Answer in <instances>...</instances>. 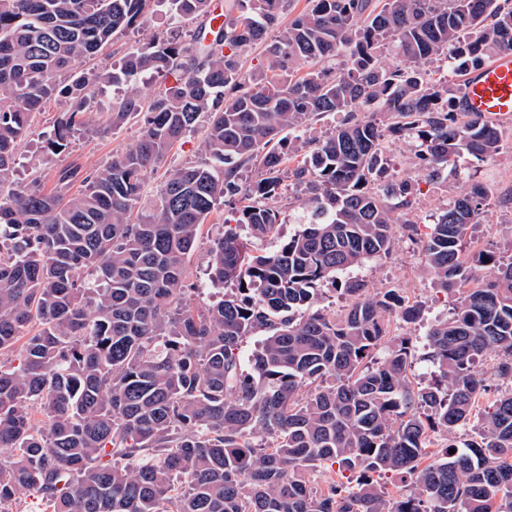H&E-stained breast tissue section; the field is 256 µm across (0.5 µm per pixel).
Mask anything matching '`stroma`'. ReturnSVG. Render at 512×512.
<instances>
[{"label": "stroma", "instance_id": "stroma-1", "mask_svg": "<svg viewBox=\"0 0 512 512\" xmlns=\"http://www.w3.org/2000/svg\"><path fill=\"white\" fill-rule=\"evenodd\" d=\"M195 19L180 22L171 19L165 6L151 5L143 20L127 31L117 33L93 58L82 63V71L111 70L113 63L155 37H167L188 44L198 27ZM65 108L63 100L47 102L37 115L29 134L19 143V161L12 175L15 184L40 182L45 188H53L57 173L78 165L83 169L103 166L115 156L134 145L143 123L142 116L127 119L106 136L85 133L72 137L68 146L59 153L44 151L43 143L52 131L54 122ZM402 150L388 159L389 168L411 170L416 183L413 206L408 213L411 223L417 227V239L397 234L390 254L382 259H370L359 267L346 271L349 279L366 283L369 293L390 288L412 302L423 306V316L415 323L406 324L392 320V334L407 336L414 349H421L429 329L446 319L452 308L450 298L436 288L424 269V256L420 241L426 238L441 209L452 199L468 191L471 183H482L488 192V204L470 229V244L477 248L493 247L501 262L512 261V127L505 129L502 148L494 158L460 160L459 174L449 175L441 182L428 180L424 173L415 169V142L406 139ZM203 135L195 132L179 142L170 152L165 166L146 173L145 190L154 193L164 180L168 168L195 163L204 159ZM301 195L293 188H286L275 205L279 208L281 222L274 236L258 242L261 250L274 249L282 240L294 235L301 214ZM228 209L217 205L201 229L196 249L187 259V285L191 288H209L211 297H218V290L210 289L207 278L209 246L212 239L224 229V216Z\"/></svg>", "mask_w": 512, "mask_h": 512}]
</instances>
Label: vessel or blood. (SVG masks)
<instances>
[{
  "mask_svg": "<svg viewBox=\"0 0 512 512\" xmlns=\"http://www.w3.org/2000/svg\"><path fill=\"white\" fill-rule=\"evenodd\" d=\"M462 109L507 128L512 126V52H502L465 79Z\"/></svg>",
  "mask_w": 512,
  "mask_h": 512,
  "instance_id": "obj_1",
  "label": "vessel or blood"
}]
</instances>
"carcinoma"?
Returning <instances> with one entry per match:
<instances>
[{"instance_id":"obj_1","label":"carcinoma","mask_w":512,"mask_h":512,"mask_svg":"<svg viewBox=\"0 0 512 512\" xmlns=\"http://www.w3.org/2000/svg\"><path fill=\"white\" fill-rule=\"evenodd\" d=\"M147 2L0 0V512L30 492L46 512H512V391L476 410L490 390L479 356L494 352L493 375L512 379V261L466 254L484 186L448 203L424 241L427 273L457 294L428 332L438 382L415 384L404 336L367 364L389 318L421 316L397 291L346 280L342 314L312 309L338 272L389 255L395 229L416 231L397 224L414 185L384 175L387 139H416L430 179L499 153L501 128L460 111L429 68L451 54L474 70L512 51V0H309L284 28L289 0H225L224 24L200 26L187 47L153 39L118 74L75 70ZM156 2L180 19L210 14V0ZM264 41L265 66L244 76L242 53ZM390 45L396 66L383 60ZM146 71L174 79L148 108L136 89L101 106L118 75ZM51 97L66 104L52 153L95 111L99 135L142 111L143 131L102 167L62 169L50 191H6ZM330 113L345 119L316 139L297 135ZM201 121L206 160L172 170L129 223L146 172ZM287 181L304 194L302 229L256 253L252 240L279 224L271 201ZM221 201L233 218L208 277L231 292L195 302L186 261ZM254 335L262 343L245 372L238 346ZM14 354L18 365L2 361ZM436 434L446 451L424 466ZM333 466L356 484L315 490L307 475ZM386 472L418 493L388 497L374 479Z\"/></svg>"}]
</instances>
